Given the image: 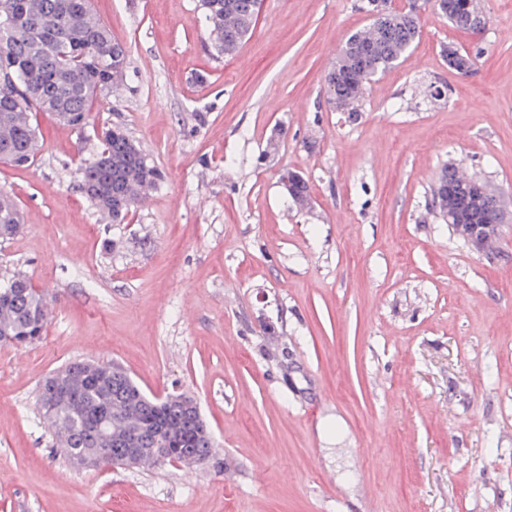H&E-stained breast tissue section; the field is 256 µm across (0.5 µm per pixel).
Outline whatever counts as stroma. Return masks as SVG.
Returning a JSON list of instances; mask_svg holds the SVG:
<instances>
[{"instance_id": "obj_1", "label": "stroma", "mask_w": 512, "mask_h": 512, "mask_svg": "<svg viewBox=\"0 0 512 512\" xmlns=\"http://www.w3.org/2000/svg\"><path fill=\"white\" fill-rule=\"evenodd\" d=\"M360 4L263 0L220 58L198 0H92L128 49L122 90L79 131L39 115L34 163L0 164L24 210L0 280L48 302L38 342L0 347V512H512V0H481L475 31L421 4L351 122L324 78ZM105 124L165 176L121 224L78 189ZM448 164L505 202L492 257L425 213ZM74 360L191 395L214 460L68 465L36 399Z\"/></svg>"}]
</instances>
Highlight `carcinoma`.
Here are the masks:
<instances>
[{
    "instance_id": "obj_1",
    "label": "carcinoma",
    "mask_w": 512,
    "mask_h": 512,
    "mask_svg": "<svg viewBox=\"0 0 512 512\" xmlns=\"http://www.w3.org/2000/svg\"><path fill=\"white\" fill-rule=\"evenodd\" d=\"M446 2L441 15L453 28H478L474 8H465L461 0ZM200 7L216 56L229 57L252 34L260 0H200ZM8 9L18 19L0 24V160L27 167L39 148L36 113L48 112L74 129L87 125L97 90L118 89L112 74L127 69L128 54L81 0H0V20ZM418 38V15L410 8L391 10L351 33L325 75L331 107L357 120L370 81L404 61ZM75 40L99 44L102 50L81 57L72 49ZM107 131L102 128L98 152L81 166L78 188L104 218L119 223L142 195L157 189L163 176L138 143ZM473 180L454 165L445 167L431 189L429 213L445 222L451 212L459 223H494L499 200L494 195L472 200L468 189ZM21 224L18 204L1 192L0 238L14 236ZM46 324L43 294L26 275L16 272L0 282L1 344L30 345L41 339ZM65 371L70 389L57 387L47 375L39 386L38 406L70 464L110 465L121 448H159L167 460L188 457L199 466L212 461L208 438L195 431L190 397L150 398L128 374L113 372L110 363L95 362L90 368L73 361Z\"/></svg>"
}]
</instances>
